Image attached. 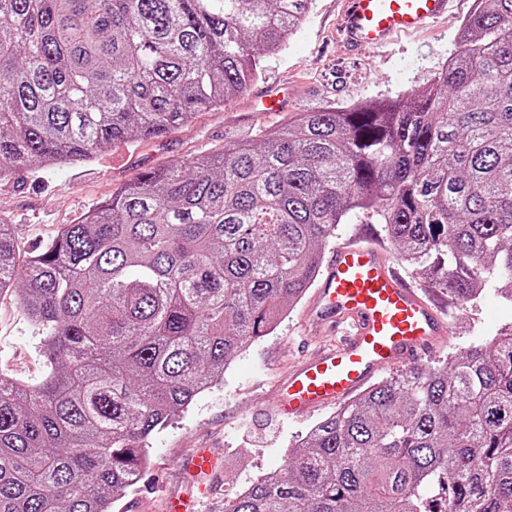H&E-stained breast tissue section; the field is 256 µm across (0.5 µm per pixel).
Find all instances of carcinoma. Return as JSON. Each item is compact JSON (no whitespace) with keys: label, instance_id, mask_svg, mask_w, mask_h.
Here are the masks:
<instances>
[{"label":"carcinoma","instance_id":"obj_1","mask_svg":"<svg viewBox=\"0 0 512 512\" xmlns=\"http://www.w3.org/2000/svg\"><path fill=\"white\" fill-rule=\"evenodd\" d=\"M314 0H0V180L157 137L246 92ZM427 81L313 105L144 174L0 291L41 331L35 385L0 374V512H111L146 442L271 334L341 224H383L462 304L512 302V0H478ZM224 512H512V326L370 386Z\"/></svg>","mask_w":512,"mask_h":512}]
</instances>
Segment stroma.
Segmentation results:
<instances>
[{"instance_id":"obj_1","label":"stroma","mask_w":512,"mask_h":512,"mask_svg":"<svg viewBox=\"0 0 512 512\" xmlns=\"http://www.w3.org/2000/svg\"><path fill=\"white\" fill-rule=\"evenodd\" d=\"M473 7L474 0H454L445 23L399 36L387 48L349 56L337 44L336 0H315L287 47L265 58L261 79L228 99L223 109L198 113L189 125L158 138L114 144L83 164L19 170L0 180V220L11 224L20 260L44 246L61 225L73 223L152 169L220 148L227 137L284 125L314 103L347 106L426 83L455 52L457 33ZM274 81L288 86L287 111L252 112L254 97ZM306 307L298 302L275 331L233 359L222 382L201 392L192 406L152 435L149 469L112 512H163L167 494L195 496L207 484L212 495L203 512H224L226 499L283 465L291 445L326 416L321 410L287 419L270 408L277 383L327 342L307 329ZM447 318L450 335L422 357V365H436L512 324V303L491 283L474 302H449ZM0 373L32 384L45 374L37 331L9 292L0 295ZM202 447L224 459L223 470L209 482L180 465L185 455Z\"/></svg>"}]
</instances>
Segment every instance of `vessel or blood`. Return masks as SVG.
Instances as JSON below:
<instances>
[{"mask_svg":"<svg viewBox=\"0 0 512 512\" xmlns=\"http://www.w3.org/2000/svg\"><path fill=\"white\" fill-rule=\"evenodd\" d=\"M453 0H340L338 40L350 54L380 48L394 35L416 31L447 16ZM285 89L269 85L263 112L286 108ZM310 322L336 335L310 354L280 384L276 410L301 416L338 405L376 374L416 361L448 329L439 307L396 271L365 236L330 252L309 301Z\"/></svg>","mask_w":512,"mask_h":512,"instance_id":"vessel-or-blood-1","label":"vessel or blood"}]
</instances>
